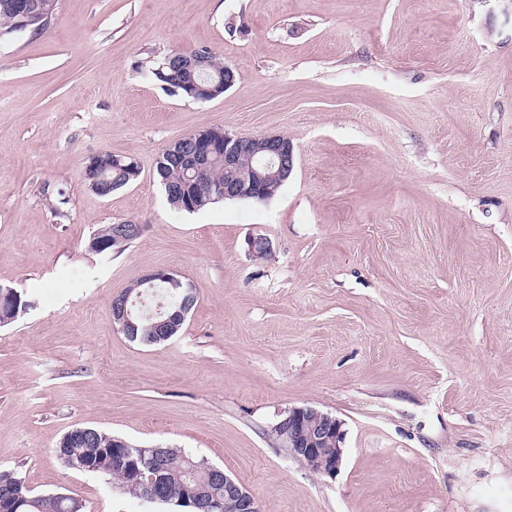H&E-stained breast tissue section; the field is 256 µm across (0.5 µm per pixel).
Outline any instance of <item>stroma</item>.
<instances>
[{
  "label": "stroma",
  "instance_id": "1",
  "mask_svg": "<svg viewBox=\"0 0 512 512\" xmlns=\"http://www.w3.org/2000/svg\"><path fill=\"white\" fill-rule=\"evenodd\" d=\"M203 47L223 95L151 76ZM210 128L288 137V181L173 210L155 158ZM100 151L139 178L92 193ZM128 220L123 252L88 251ZM156 269L197 304L129 341L112 299ZM0 284L34 302L0 326V470L33 494L170 512L56 457L92 427L223 468L260 512H512V0H59L0 40ZM303 406L342 423L336 475L272 433ZM198 50L202 51L207 55L208 66L206 70L208 72V75L211 76L213 74H216L217 72H220L224 74V77L205 78L204 82L207 83L206 86L198 84L197 82H193L192 84H184V87L187 91L186 92L179 82L165 80L161 77V72H164L166 74L174 72L176 74L175 78H177L182 83L188 81V76L186 75L185 71H183L182 75L180 76L179 69L176 65L179 56L176 53L169 55V59L165 58L163 61H161L154 67H151L150 73L153 75L155 80H157L164 86L166 90L175 95H182L190 99L195 98L196 100L202 101L209 100L217 96L219 93H221V91H225L227 88L231 87V85L235 81V75L231 69L227 68V66L224 65V60L221 59L219 55L212 53V51L207 48H201ZM169 63L173 66H169ZM172 68L175 69L171 70ZM172 88H178L180 92L177 93ZM187 93L188 95L194 98L188 96Z\"/></svg>",
  "mask_w": 512,
  "mask_h": 512
}]
</instances>
